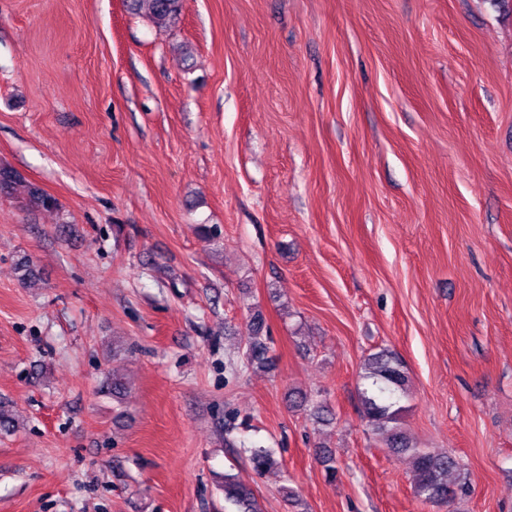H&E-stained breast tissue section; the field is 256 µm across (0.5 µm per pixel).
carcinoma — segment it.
Returning <instances> with one entry per match:
<instances>
[{"label": "carcinoma", "instance_id": "carcinoma-1", "mask_svg": "<svg viewBox=\"0 0 512 512\" xmlns=\"http://www.w3.org/2000/svg\"><path fill=\"white\" fill-rule=\"evenodd\" d=\"M134 12H146L147 17L159 28L175 24L181 13L182 0H126ZM16 200L27 211L51 210L57 207L56 198L34 183H24L20 174L11 167L0 166V197ZM253 340L246 353L248 365L258 368L268 366L269 347L262 338L263 319L257 315L252 321ZM363 379L370 385L361 392L363 419L382 442L394 452H407L413 463L414 493L425 503L445 504L459 492L467 491L464 485L453 488L448 475L457 471L460 462L448 453L434 454L414 446L399 426L403 407L400 400L407 394L408 376L399 356L390 350H380L367 357L362 365ZM249 460L253 470L262 474L277 465L271 450L250 449ZM224 500L232 503L237 512H262L252 487L236 474H224Z\"/></svg>", "mask_w": 512, "mask_h": 512}]
</instances>
